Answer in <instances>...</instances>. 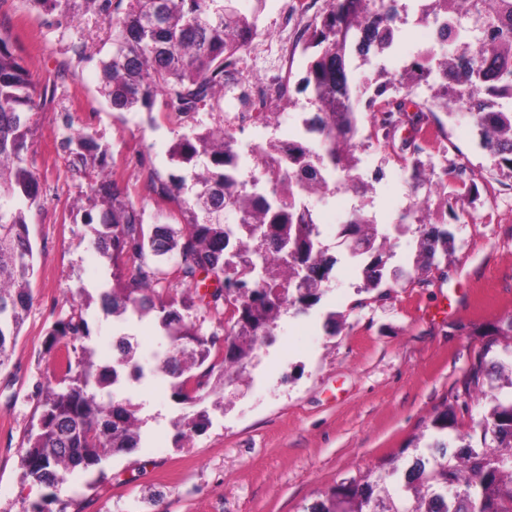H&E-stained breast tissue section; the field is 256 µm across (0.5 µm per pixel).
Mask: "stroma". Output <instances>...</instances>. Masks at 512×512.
I'll use <instances>...</instances> for the list:
<instances>
[{"instance_id":"35a3bbf8","label":"stroma","mask_w":512,"mask_h":512,"mask_svg":"<svg viewBox=\"0 0 512 512\" xmlns=\"http://www.w3.org/2000/svg\"><path fill=\"white\" fill-rule=\"evenodd\" d=\"M323 7V0H267L259 47L239 67L247 77L262 73L267 92L288 82L290 99L269 100L263 116L237 124V142L291 138L309 111V95L299 89L307 56L296 37ZM0 35L38 90L27 138L40 177L30 224L39 251L33 304L0 371V512H27L41 491L22 482L20 453L54 365L47 334L68 315L78 290L93 298L85 317L100 362L111 361L113 339L123 333L142 353L160 343L152 317L121 322L96 303L110 262L89 244L87 181L58 144L72 127L93 134L108 149L119 188L151 224L158 206L147 181L153 173L167 177L178 128L143 112L112 111L100 96L91 55L106 29L83 0L50 13L27 0H0ZM414 120L413 112L402 113L389 141L379 143L371 136L374 114H360L357 173L368 190L348 194L346 207L371 217L395 241L379 288L363 291L361 269L336 246V220L328 218L322 237L336 259L329 281L307 313L281 317L274 344L253 362L254 380L226 388L223 410L212 412L183 448L175 445L173 423L186 405L172 398L164 379L131 385L146 420L142 442L107 458L109 478L93 489L85 487L88 472L70 476L69 488L83 493L82 512H301L336 481L397 455L434 411L452 402L481 346L476 329L512 311V178L493 168L466 111L427 119L439 149L417 157L405 147ZM440 159L464 172V216L457 221L435 189ZM415 195L427 197L430 220H446L450 233L446 251L436 254L442 275L427 286L390 277L397 268L417 271L415 225L394 227Z\"/></svg>"}]
</instances>
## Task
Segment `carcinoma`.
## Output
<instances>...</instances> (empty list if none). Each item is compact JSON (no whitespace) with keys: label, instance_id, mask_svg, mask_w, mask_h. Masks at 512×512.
I'll return each mask as SVG.
<instances>
[{"label":"carcinoma","instance_id":"carcinoma-1","mask_svg":"<svg viewBox=\"0 0 512 512\" xmlns=\"http://www.w3.org/2000/svg\"><path fill=\"white\" fill-rule=\"evenodd\" d=\"M86 2L106 20L100 95L116 112L150 118L159 103L160 112L185 129L171 160L190 176L153 177L149 189L161 201L178 202L186 222L145 223L143 208L110 179L107 153L91 134L61 140L74 170L83 171L89 160L98 168L89 190L102 209L97 221L87 213L85 224L90 245L112 261V287L99 294L101 306L125 321L155 313L163 344L144 364L128 342L112 362H98L87 344L90 301L78 293L46 341L47 350L62 346L64 353L39 393L37 420L26 430L21 478L48 490L27 512H48V502L58 503V512L78 506L69 495L61 498L71 472L90 470L103 479L107 457L139 447L144 420L135 404L117 397L122 376L138 380L147 369L193 407L176 422L177 442H186L209 422L203 403L211 397L212 406H224V389L245 381L280 318L318 302L335 260L317 225L297 217L278 186L288 180L307 189L331 171L352 192H363L354 155L359 114L381 113L374 137L388 138L404 102L385 96L388 89L428 87L431 95L414 103L419 119L468 110L482 148L512 177V0H467L463 14L457 0H414L421 19L439 24L440 46L456 48L437 70L432 50L398 73L382 68L364 81L356 80L352 59L367 63L390 48L405 6L400 0H326L300 35L308 52L301 85L315 108L309 130L319 152L303 140L272 143L279 161L266 164L268 189L227 179L225 169L240 167V154L221 112L224 86L238 81L242 54L263 35L266 0ZM35 109L24 61L0 36V371L33 301L30 213L40 182L26 138ZM226 210L241 224L224 223ZM418 213L412 209L403 220L417 223L420 269L429 274L439 269L437 246L448 242V231ZM338 238L364 261L363 290L379 287L389 250L378 225L354 212L339 225ZM231 243L255 262L226 258ZM208 319L223 333H204ZM479 335L485 341L457 390L461 405L435 411L426 432L411 441V455L335 483L302 512H512V312ZM471 404L483 412L464 431L457 408Z\"/></svg>","mask_w":512,"mask_h":512}]
</instances>
